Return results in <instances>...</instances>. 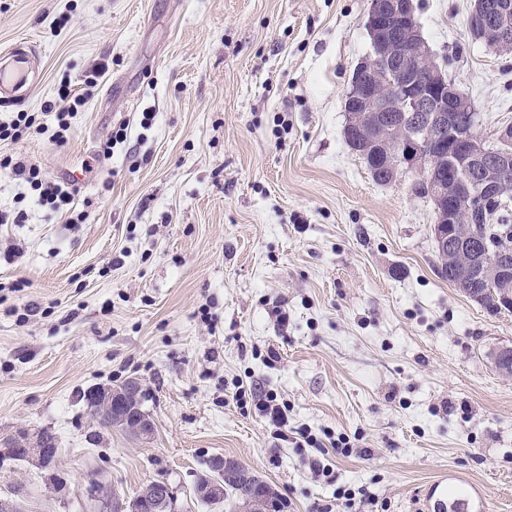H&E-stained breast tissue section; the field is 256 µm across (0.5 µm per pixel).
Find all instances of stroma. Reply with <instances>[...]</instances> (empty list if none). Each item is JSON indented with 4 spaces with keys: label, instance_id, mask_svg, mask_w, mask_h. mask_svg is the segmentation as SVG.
<instances>
[{
    "label": "stroma",
    "instance_id": "1",
    "mask_svg": "<svg viewBox=\"0 0 512 512\" xmlns=\"http://www.w3.org/2000/svg\"><path fill=\"white\" fill-rule=\"evenodd\" d=\"M436 62L494 142L512 125V53L468 34L474 0H414ZM368 0H0V54L35 45L26 97L45 132L0 157L68 183L52 213L0 168V437L47 431L44 471L0 459L27 512H107L168 483L178 512L215 456L257 473L287 512H429L438 484L469 512H512V311L440 274L432 202L375 182L343 137L371 40ZM83 98L64 142L47 103ZM153 113L142 128L143 113ZM127 139L103 154L112 131ZM33 315H26V308ZM287 322H279L278 311ZM137 378L152 441L99 425L84 399ZM288 405L278 436L235 379ZM357 435L345 457L300 429ZM331 467L315 477L309 460Z\"/></svg>",
    "mask_w": 512,
    "mask_h": 512
}]
</instances>
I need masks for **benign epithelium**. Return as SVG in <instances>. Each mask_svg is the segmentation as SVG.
<instances>
[{
	"label": "benign epithelium",
	"mask_w": 512,
	"mask_h": 512,
	"mask_svg": "<svg viewBox=\"0 0 512 512\" xmlns=\"http://www.w3.org/2000/svg\"><path fill=\"white\" fill-rule=\"evenodd\" d=\"M365 27L372 38L373 50L355 68L344 98L345 130L362 133L377 140L385 132L383 113L400 112L410 119L423 113L421 124L405 132L401 150L379 157L368 154L372 166L384 171V183L392 184L408 172L418 182L428 185L429 199L435 211L433 231L443 240L447 233L459 236L468 227L484 219L487 208L509 192L512 182V127L497 133L503 146L493 170L496 176L481 175L484 151L480 139L470 129L459 125L456 113L469 105L464 93L448 84V75L433 61L428 46L421 40L420 25L412 0H369ZM487 34L504 46L512 45V15L505 5L498 7L494 24ZM383 73V80L372 86L364 84L359 74ZM465 214L467 223L459 221ZM496 278L492 286L503 308L512 307V253H492ZM477 265L465 266L453 273V285L463 291L475 278ZM138 381L120 389L97 387L86 397L101 401L106 411L123 423L133 422L132 434L144 442L155 432L154 423L138 406L141 399ZM36 434L20 431L0 440L3 448L31 449L30 461L38 468L54 465L56 454L42 447ZM175 507L173 490L165 482L156 483L152 494L142 493L129 503L113 502L114 512H165Z\"/></svg>",
	"instance_id": "obj_1"
}]
</instances>
